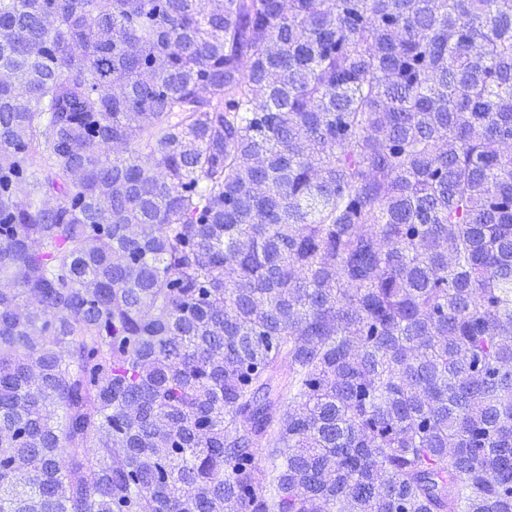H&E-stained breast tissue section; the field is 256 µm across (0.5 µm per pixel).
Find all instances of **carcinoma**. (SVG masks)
I'll return each mask as SVG.
<instances>
[{
    "mask_svg": "<svg viewBox=\"0 0 512 512\" xmlns=\"http://www.w3.org/2000/svg\"><path fill=\"white\" fill-rule=\"evenodd\" d=\"M510 143L512 0H0V512H512Z\"/></svg>",
    "mask_w": 512,
    "mask_h": 512,
    "instance_id": "carcinoma-1",
    "label": "carcinoma"
}]
</instances>
